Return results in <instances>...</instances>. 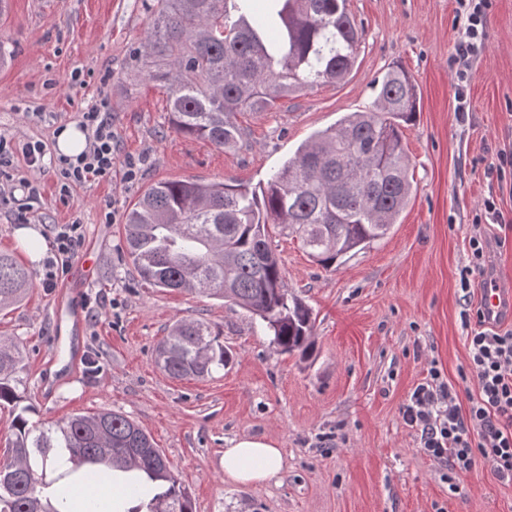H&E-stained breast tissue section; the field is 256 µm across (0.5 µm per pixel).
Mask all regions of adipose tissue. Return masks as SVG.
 I'll return each instance as SVG.
<instances>
[{"mask_svg": "<svg viewBox=\"0 0 512 512\" xmlns=\"http://www.w3.org/2000/svg\"><path fill=\"white\" fill-rule=\"evenodd\" d=\"M283 466L280 448L268 440L244 437L224 451V474L241 483L264 482Z\"/></svg>", "mask_w": 512, "mask_h": 512, "instance_id": "obj_1", "label": "adipose tissue"}]
</instances>
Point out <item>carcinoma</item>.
<instances>
[{
  "label": "carcinoma",
  "mask_w": 512,
  "mask_h": 512,
  "mask_svg": "<svg viewBox=\"0 0 512 512\" xmlns=\"http://www.w3.org/2000/svg\"><path fill=\"white\" fill-rule=\"evenodd\" d=\"M364 29L347 0H157L134 48L140 72L166 88L169 124L216 148L238 144L241 112L351 72ZM418 94L390 69L370 109L352 112L305 141L255 190L194 180L158 182L126 214L125 257L156 288L228 299L265 323L283 354L308 356L311 310L289 293L268 226L300 239L326 270L385 238L412 195L401 123ZM31 275L0 254V309L19 303ZM222 332L174 322L155 349L173 379L205 378L230 360ZM23 348L0 341V409L14 414L11 458L0 465V512H113L88 492L116 489L126 512H193L185 487L149 435L112 410L29 426Z\"/></svg>",
  "instance_id": "1"
}]
</instances>
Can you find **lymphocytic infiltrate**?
I'll return each mask as SVG.
<instances>
[{
  "label": "lymphocytic infiltrate",
  "mask_w": 512,
  "mask_h": 512,
  "mask_svg": "<svg viewBox=\"0 0 512 512\" xmlns=\"http://www.w3.org/2000/svg\"><path fill=\"white\" fill-rule=\"evenodd\" d=\"M456 3L457 14L466 20L457 48L456 75L462 81L470 59L485 46L486 0ZM81 127L87 133L85 150L73 158H57L56 175L65 195L73 186L112 176L116 143L107 103L84 112ZM81 239L78 224L55 227L53 250L44 264V287H54L67 272L79 254ZM473 318L468 362L460 375L473 380L474 392L460 397L455 385L433 367L403 409V419L416 430L421 450L447 467L452 491L481 462L500 480L512 483V330L499 329L480 309Z\"/></svg>",
  "instance_id": "obj_1"
}]
</instances>
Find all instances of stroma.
Returning a JSON list of instances; mask_svg holds the SVG:
<instances>
[{"instance_id": "1", "label": "stroma", "mask_w": 512, "mask_h": 512, "mask_svg": "<svg viewBox=\"0 0 512 512\" xmlns=\"http://www.w3.org/2000/svg\"><path fill=\"white\" fill-rule=\"evenodd\" d=\"M455 0H348L365 39L344 82L298 92L271 111L239 115L245 141L219 149L177 134L165 89L131 56L144 39L147 0H9L0 13V138L41 140V169L22 155L0 175V252L26 265L32 285L0 311V336L25 353L31 424L111 409L152 437L192 500L193 512H512V484L479 465L449 491L443 466L419 448L402 409L430 365L458 391L471 329L459 273L469 239L490 242L480 282L512 283V0H489L485 50L466 85L456 76L460 23ZM419 93L401 131L413 196L384 239L334 270L323 269L292 236L273 234L290 291L311 308L310 359L277 351L246 310L202 295L143 284L123 258L127 211L151 185L193 178L265 185L314 132L370 107L391 66ZM467 111H457L458 98ZM112 109L118 153L108 181L61 195L54 130L79 124L100 100ZM41 184L27 214L44 238L79 223L85 268L61 283L79 289L82 358L60 362L52 336L61 324L57 289L42 285L43 261L14 231L21 177ZM494 197L501 223L481 224ZM201 319L223 333L231 363L203 379L175 380L155 364L168 325ZM257 437L283 451L270 481L239 484L224 475L232 440Z\"/></svg>"}]
</instances>
